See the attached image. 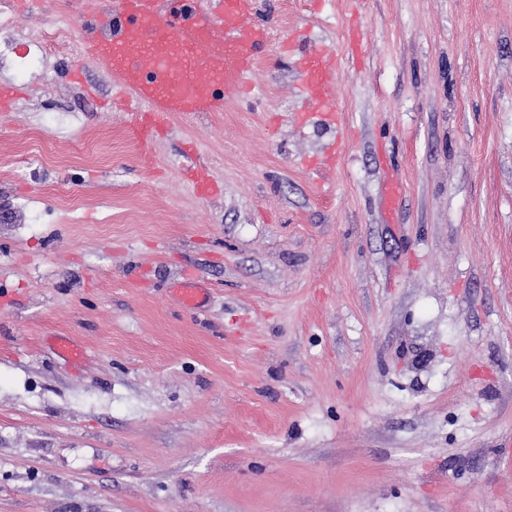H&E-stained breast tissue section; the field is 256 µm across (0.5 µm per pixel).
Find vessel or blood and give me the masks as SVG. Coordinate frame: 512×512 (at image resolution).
<instances>
[{
  "label": "vessel or blood",
  "instance_id": "vessel-or-blood-1",
  "mask_svg": "<svg viewBox=\"0 0 512 512\" xmlns=\"http://www.w3.org/2000/svg\"><path fill=\"white\" fill-rule=\"evenodd\" d=\"M257 0H87L80 47L107 70L120 105L148 113L152 125L173 115L220 112L227 94L252 87L271 33L255 19ZM324 49L303 66L306 101L336 123L334 70Z\"/></svg>",
  "mask_w": 512,
  "mask_h": 512
}]
</instances>
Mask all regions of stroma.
<instances>
[{"label":"stroma","mask_w":512,"mask_h":512,"mask_svg":"<svg viewBox=\"0 0 512 512\" xmlns=\"http://www.w3.org/2000/svg\"><path fill=\"white\" fill-rule=\"evenodd\" d=\"M260 19L250 98L146 143L93 63H0V512H512V0ZM314 47L342 126L300 120Z\"/></svg>","instance_id":"obj_1"}]
</instances>
